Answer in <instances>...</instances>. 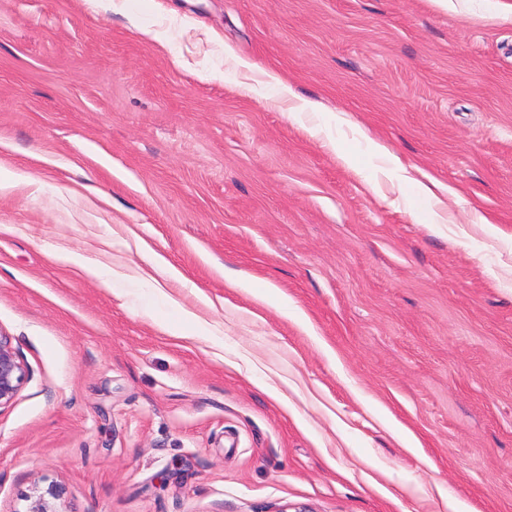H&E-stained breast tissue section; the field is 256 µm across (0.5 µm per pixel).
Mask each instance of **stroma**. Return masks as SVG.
<instances>
[{
  "mask_svg": "<svg viewBox=\"0 0 512 512\" xmlns=\"http://www.w3.org/2000/svg\"><path fill=\"white\" fill-rule=\"evenodd\" d=\"M124 2L0 0V512H512V0ZM27 378V367L7 338L0 336V409L14 401ZM60 491L53 486L45 493H36L31 497L32 501L27 512H64L59 510L57 500L60 499Z\"/></svg>",
  "mask_w": 512,
  "mask_h": 512,
  "instance_id": "obj_1",
  "label": "stroma"
}]
</instances>
